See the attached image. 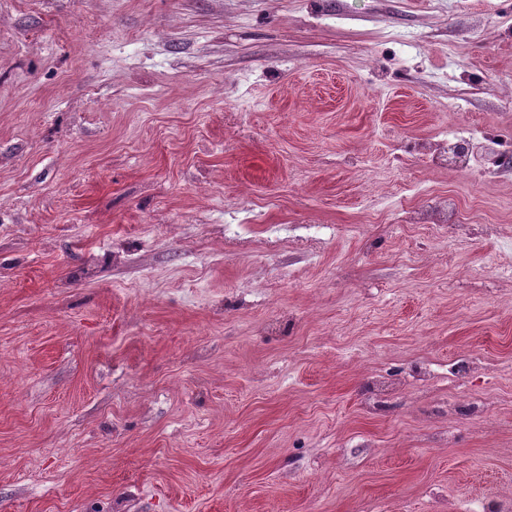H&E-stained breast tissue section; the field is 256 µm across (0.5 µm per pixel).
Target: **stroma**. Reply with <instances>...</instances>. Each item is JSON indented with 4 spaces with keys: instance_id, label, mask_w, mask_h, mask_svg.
Segmentation results:
<instances>
[{
    "instance_id": "stroma-1",
    "label": "stroma",
    "mask_w": 512,
    "mask_h": 512,
    "mask_svg": "<svg viewBox=\"0 0 512 512\" xmlns=\"http://www.w3.org/2000/svg\"><path fill=\"white\" fill-rule=\"evenodd\" d=\"M492 139L512 0H0V512L512 503Z\"/></svg>"
}]
</instances>
